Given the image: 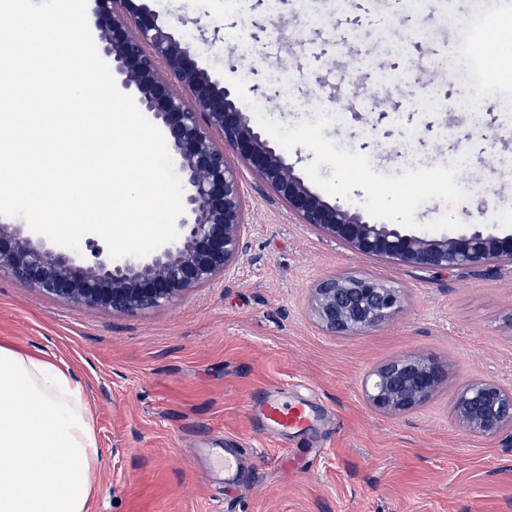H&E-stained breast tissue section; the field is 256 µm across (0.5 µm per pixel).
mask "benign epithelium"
I'll return each mask as SVG.
<instances>
[{
    "instance_id": "benign-epithelium-1",
    "label": "benign epithelium",
    "mask_w": 512,
    "mask_h": 512,
    "mask_svg": "<svg viewBox=\"0 0 512 512\" xmlns=\"http://www.w3.org/2000/svg\"><path fill=\"white\" fill-rule=\"evenodd\" d=\"M101 53L116 85L164 130L183 187L178 237L143 257L96 255L48 247L25 224H0V274L77 304L118 313L165 306L226 275L247 249L246 200L239 168L276 196L300 224L365 256L425 269L512 266V231L474 224L455 236L412 233L374 224L359 208L332 203L314 191L224 85V73L193 53L179 27L201 19L160 12L153 0H94ZM328 332L366 333L402 312L401 289L370 275L330 274L311 292ZM444 377L417 354L369 372L364 394L374 409L407 413L426 402ZM455 417L485 437L512 433V388L483 379L464 383Z\"/></svg>"
}]
</instances>
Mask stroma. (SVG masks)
<instances>
[{
    "instance_id": "stroma-1",
    "label": "stroma",
    "mask_w": 512,
    "mask_h": 512,
    "mask_svg": "<svg viewBox=\"0 0 512 512\" xmlns=\"http://www.w3.org/2000/svg\"><path fill=\"white\" fill-rule=\"evenodd\" d=\"M202 17L190 48L222 70L238 97L266 101L271 69L250 70L225 37L239 29L268 60H284L288 96H342L335 122L285 108L260 119L296 171L329 201L379 224L454 235L473 224L512 231V65L491 111L462 104L471 75L442 68L453 32L493 0H454L425 18L382 0H158ZM410 73L406 85L394 77ZM452 103L429 110L424 99ZM248 247L236 267L161 308L80 310L0 274V344L45 354L83 385L101 448L95 512H512V435H472L455 419L463 382L512 387V269L424 270L359 254L300 224L249 173ZM369 274L402 288L394 321L345 336L325 331L311 288L329 274ZM420 354L447 379L421 406L391 416L362 393L373 367ZM309 400L311 428L271 431L270 395ZM238 455L233 479L217 449Z\"/></svg>"
}]
</instances>
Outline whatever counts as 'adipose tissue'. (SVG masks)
Returning a JSON list of instances; mask_svg holds the SVG:
<instances>
[{
  "label": "adipose tissue",
  "instance_id": "1",
  "mask_svg": "<svg viewBox=\"0 0 512 512\" xmlns=\"http://www.w3.org/2000/svg\"><path fill=\"white\" fill-rule=\"evenodd\" d=\"M100 456L81 383L0 345V512H92Z\"/></svg>",
  "mask_w": 512,
  "mask_h": 512
}]
</instances>
